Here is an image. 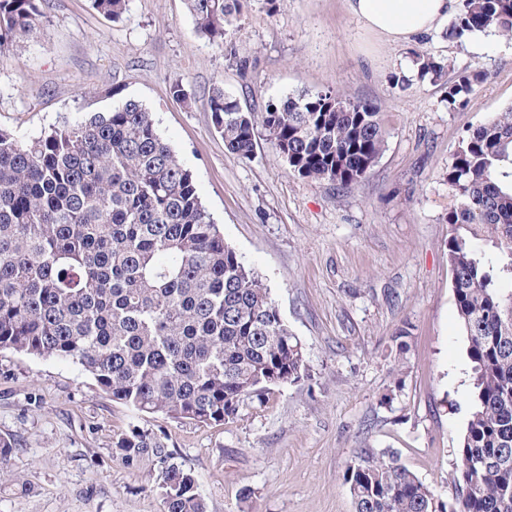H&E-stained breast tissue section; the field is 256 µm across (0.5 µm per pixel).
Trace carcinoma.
<instances>
[{
	"mask_svg": "<svg viewBox=\"0 0 512 512\" xmlns=\"http://www.w3.org/2000/svg\"><path fill=\"white\" fill-rule=\"evenodd\" d=\"M128 2L92 6L120 21ZM249 2L185 0L195 32L229 53V27ZM44 20L42 0H0V50ZM489 27L512 36V0H464L448 37ZM416 65L423 77L445 70L423 54ZM485 77L458 72L448 108ZM209 112L230 153L250 158L261 128L291 173L338 190L364 178L385 146L378 106L330 87L256 113L216 83ZM448 184V261L474 374L458 493L444 502L394 452L361 448L342 475L354 512H512V105L462 138ZM0 350L71 361L118 403L201 425L229 423L308 376L268 288L132 98L39 136L0 128ZM116 448L128 463L150 453L163 465L166 512H207L193 471L171 462L160 437L135 429Z\"/></svg>",
	"mask_w": 512,
	"mask_h": 512,
	"instance_id": "obj_1",
	"label": "carcinoma"
}]
</instances>
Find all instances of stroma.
<instances>
[{"label":"stroma","mask_w":512,"mask_h":512,"mask_svg":"<svg viewBox=\"0 0 512 512\" xmlns=\"http://www.w3.org/2000/svg\"><path fill=\"white\" fill-rule=\"evenodd\" d=\"M42 8L36 37L0 51V127L36 136L142 102L225 242L269 288L309 377L199 426L134 412L71 362L0 351V437L12 445L0 512H164L157 459L115 451L137 428L194 471L208 512H354L342 474L362 448L392 449L451 501L472 363L448 261V165L467 129L512 104V39L488 29L451 40L442 25L393 44L345 0H277L272 12L251 0L230 56L195 34L183 0H130L117 22L90 0ZM419 54L444 61L442 76L419 78ZM466 68L487 78L450 110L448 83ZM218 81L252 112L326 86L374 102L384 151L341 192L289 173L261 135L240 160L211 124ZM177 82L189 101L172 97Z\"/></svg>","instance_id":"obj_1"}]
</instances>
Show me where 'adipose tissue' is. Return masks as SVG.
<instances>
[{
  "mask_svg": "<svg viewBox=\"0 0 512 512\" xmlns=\"http://www.w3.org/2000/svg\"><path fill=\"white\" fill-rule=\"evenodd\" d=\"M455 0H346L349 12L372 32L393 42L418 38L436 29Z\"/></svg>",
  "mask_w": 512,
  "mask_h": 512,
  "instance_id": "1",
  "label": "adipose tissue"
}]
</instances>
